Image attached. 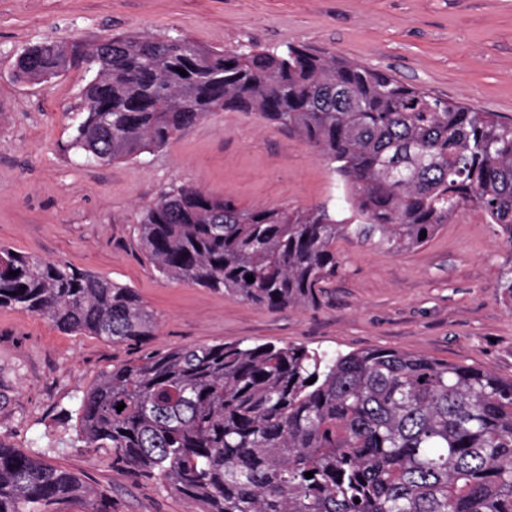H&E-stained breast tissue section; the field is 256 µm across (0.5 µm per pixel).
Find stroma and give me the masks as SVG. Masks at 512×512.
<instances>
[{"instance_id":"obj_1","label":"stroma","mask_w":512,"mask_h":512,"mask_svg":"<svg viewBox=\"0 0 512 512\" xmlns=\"http://www.w3.org/2000/svg\"><path fill=\"white\" fill-rule=\"evenodd\" d=\"M172 29L206 48L330 51L512 117V0H0V245L128 285L158 318L141 346L68 334L48 317L0 308V444L111 494L112 512H192L174 490L114 465L111 449L77 440L83 392L143 351L216 343L392 349L512 379V306L501 288L512 248L473 206L416 250L339 238L341 267L315 308L271 309L158 276L139 220L172 185L188 182L247 208L342 205L332 165L256 114H210L164 147L112 165L64 152L83 74L21 81L20 52Z\"/></svg>"}]
</instances>
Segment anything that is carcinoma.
Segmentation results:
<instances>
[{
  "mask_svg": "<svg viewBox=\"0 0 512 512\" xmlns=\"http://www.w3.org/2000/svg\"><path fill=\"white\" fill-rule=\"evenodd\" d=\"M80 67L88 78L66 150L88 161L136 158L231 110L300 135L343 180L354 223L326 206L243 208L171 187L140 219L142 249L163 278L261 306L314 307L340 267L338 238L405 252L467 204L512 249V118L306 46L210 49L166 32L35 44L17 76ZM0 307L112 342L143 344L157 327L134 289L5 246ZM77 413V441L112 449L199 512H512V379L420 354L240 343L148 351L105 372ZM65 499L112 512V499L74 474L0 444V512H56Z\"/></svg>",
  "mask_w": 512,
  "mask_h": 512,
  "instance_id": "obj_1",
  "label": "carcinoma"
}]
</instances>
